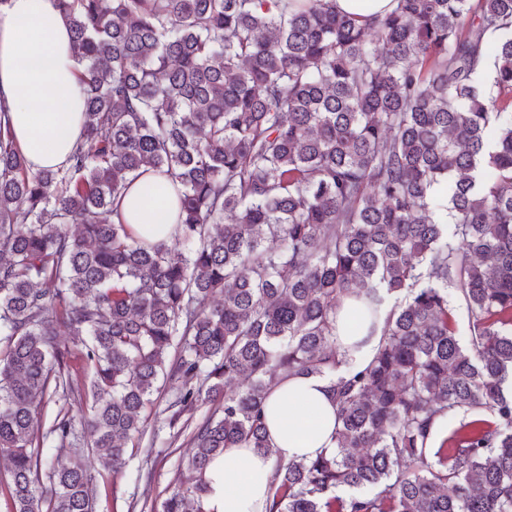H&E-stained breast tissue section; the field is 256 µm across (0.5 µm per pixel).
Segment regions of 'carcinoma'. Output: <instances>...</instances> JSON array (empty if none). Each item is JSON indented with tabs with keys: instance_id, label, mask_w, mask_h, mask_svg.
<instances>
[{
	"instance_id": "obj_1",
	"label": "carcinoma",
	"mask_w": 512,
	"mask_h": 512,
	"mask_svg": "<svg viewBox=\"0 0 512 512\" xmlns=\"http://www.w3.org/2000/svg\"><path fill=\"white\" fill-rule=\"evenodd\" d=\"M334 2L57 0L83 136L32 172L0 124L9 512H99L165 391L171 426L216 407L142 509L206 512L224 450L270 452L288 376L328 381L336 445L276 461L268 512H512V0ZM147 174L167 241L112 220ZM348 296L383 322L367 362L336 340ZM392 0H336V6L346 12L369 17L389 9Z\"/></svg>"
}]
</instances>
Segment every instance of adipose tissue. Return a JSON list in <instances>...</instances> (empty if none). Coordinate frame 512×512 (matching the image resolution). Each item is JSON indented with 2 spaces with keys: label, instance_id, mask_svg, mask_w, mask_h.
<instances>
[{
  "label": "adipose tissue",
  "instance_id": "obj_1",
  "mask_svg": "<svg viewBox=\"0 0 512 512\" xmlns=\"http://www.w3.org/2000/svg\"><path fill=\"white\" fill-rule=\"evenodd\" d=\"M82 64L55 0H6L0 5V106L32 170L65 164L84 124ZM174 196L164 184L132 187L120 207L124 223L153 241L175 232ZM270 453L230 448L207 473V512H266L275 460H311L334 445L336 408L326 381L295 377L266 404Z\"/></svg>",
  "mask_w": 512,
  "mask_h": 512
}]
</instances>
